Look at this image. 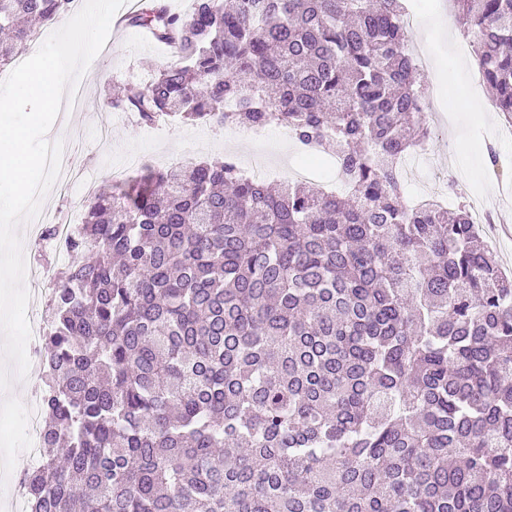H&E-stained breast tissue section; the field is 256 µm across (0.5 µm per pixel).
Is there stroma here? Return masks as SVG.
<instances>
[{"label": "stroma", "instance_id": "35a3bbf8", "mask_svg": "<svg viewBox=\"0 0 512 512\" xmlns=\"http://www.w3.org/2000/svg\"><path fill=\"white\" fill-rule=\"evenodd\" d=\"M437 3L407 0L418 11L409 42L420 54L419 81L430 92L424 102L425 119L433 130L422 147L425 160L408 179L407 190L437 192L449 208L463 204L496 220L504 194L512 191V133H505L506 121L484 82L473 79L474 56L456 53L466 37L453 12L438 9ZM109 42V52L98 54L78 83L82 105L59 113L50 130L54 136L80 137L75 162L95 187L107 185L110 174L127 170L130 158L137 155L163 161L173 157L181 165L230 155L243 168L259 158L270 168L273 182L282 181L284 170L316 165V157L301 153L296 141L278 128L258 134L242 127L214 131L188 122L173 124L164 137L146 138L142 128L109 110L106 101L118 87L140 82L172 57L163 44L145 45L141 31L131 27L110 33ZM491 148L499 159L494 166L487 156ZM29 377L24 393L16 396L8 391L0 397V423L10 425L9 435L0 438V449H8L23 470L29 462L21 418L32 396L44 387L43 368L31 364Z\"/></svg>", "mask_w": 512, "mask_h": 512}]
</instances>
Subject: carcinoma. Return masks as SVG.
Returning a JSON list of instances; mask_svg holds the SVG:
<instances>
[{"instance_id": "1", "label": "carcinoma", "mask_w": 512, "mask_h": 512, "mask_svg": "<svg viewBox=\"0 0 512 512\" xmlns=\"http://www.w3.org/2000/svg\"><path fill=\"white\" fill-rule=\"evenodd\" d=\"M512 120V0H453ZM68 0H0V69ZM401 0H148L176 60L106 105L285 128L343 191L235 160L95 193L45 338L29 512H512V277L408 204L429 137Z\"/></svg>"}]
</instances>
